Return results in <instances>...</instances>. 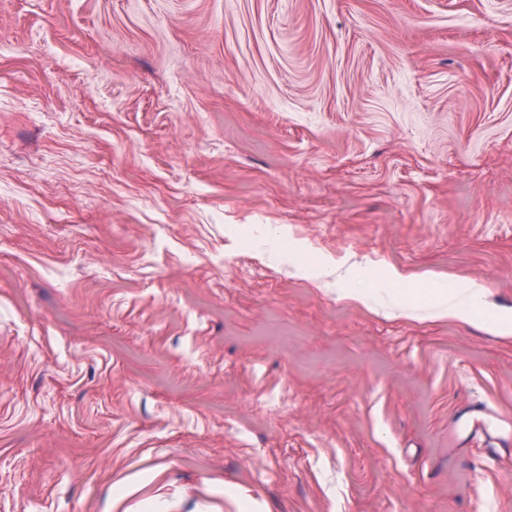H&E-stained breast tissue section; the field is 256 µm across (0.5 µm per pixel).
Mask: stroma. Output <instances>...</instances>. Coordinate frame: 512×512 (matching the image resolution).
Listing matches in <instances>:
<instances>
[{
    "instance_id": "obj_1",
    "label": "stroma",
    "mask_w": 512,
    "mask_h": 512,
    "mask_svg": "<svg viewBox=\"0 0 512 512\" xmlns=\"http://www.w3.org/2000/svg\"><path fill=\"white\" fill-rule=\"evenodd\" d=\"M464 278L512 311V0H0V512H512ZM485 286L475 280H458L435 296L431 306L434 318H450L465 322L475 319L474 314L482 307Z\"/></svg>"
}]
</instances>
